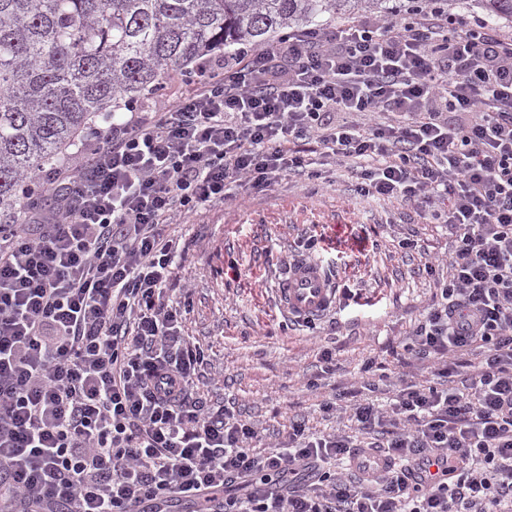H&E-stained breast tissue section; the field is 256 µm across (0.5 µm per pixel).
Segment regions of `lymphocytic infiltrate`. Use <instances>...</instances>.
I'll return each instance as SVG.
<instances>
[{
	"instance_id": "1",
	"label": "lymphocytic infiltrate",
	"mask_w": 512,
	"mask_h": 512,
	"mask_svg": "<svg viewBox=\"0 0 512 512\" xmlns=\"http://www.w3.org/2000/svg\"><path fill=\"white\" fill-rule=\"evenodd\" d=\"M460 23L427 5L203 62L0 221V512H512V38ZM314 150L448 222L454 274L408 350H485L464 390L354 404L394 462L357 480L325 468L352 457L339 433L298 423L254 454V426L200 395L205 353L166 299L171 216L321 178Z\"/></svg>"
}]
</instances>
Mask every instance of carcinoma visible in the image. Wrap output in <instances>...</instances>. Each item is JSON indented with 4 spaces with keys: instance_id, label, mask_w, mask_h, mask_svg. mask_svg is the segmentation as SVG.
<instances>
[{
    "instance_id": "cac0c4a2",
    "label": "carcinoma",
    "mask_w": 512,
    "mask_h": 512,
    "mask_svg": "<svg viewBox=\"0 0 512 512\" xmlns=\"http://www.w3.org/2000/svg\"><path fill=\"white\" fill-rule=\"evenodd\" d=\"M388 0H0V213L20 216L38 173L97 120L203 59ZM512 24V0H474Z\"/></svg>"
}]
</instances>
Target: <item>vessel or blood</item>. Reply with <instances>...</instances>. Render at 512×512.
Instances as JSON below:
<instances>
[{
  "label": "vessel or blood",
  "mask_w": 512,
  "mask_h": 512,
  "mask_svg": "<svg viewBox=\"0 0 512 512\" xmlns=\"http://www.w3.org/2000/svg\"><path fill=\"white\" fill-rule=\"evenodd\" d=\"M280 306L292 318L307 321L322 315L336 302V292L328 285L322 268L314 262H293L276 288Z\"/></svg>",
  "instance_id": "1"
}]
</instances>
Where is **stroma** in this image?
Listing matches in <instances>:
<instances>
[{"instance_id": "35a3bbf8", "label": "stroma", "mask_w": 512, "mask_h": 512, "mask_svg": "<svg viewBox=\"0 0 512 512\" xmlns=\"http://www.w3.org/2000/svg\"><path fill=\"white\" fill-rule=\"evenodd\" d=\"M170 231L180 251L169 295L191 292L182 329L206 354L200 391L257 423L263 446L295 421L314 432L349 429L319 410L347 387L383 403L398 379L436 384L433 358L404 345L447 279L455 243L413 203L364 197L340 168L327 183L289 176L263 193L237 191L174 219ZM298 256L334 258L337 283L353 292L313 330L290 318L274 292ZM325 349L336 362L328 372Z\"/></svg>"}]
</instances>
